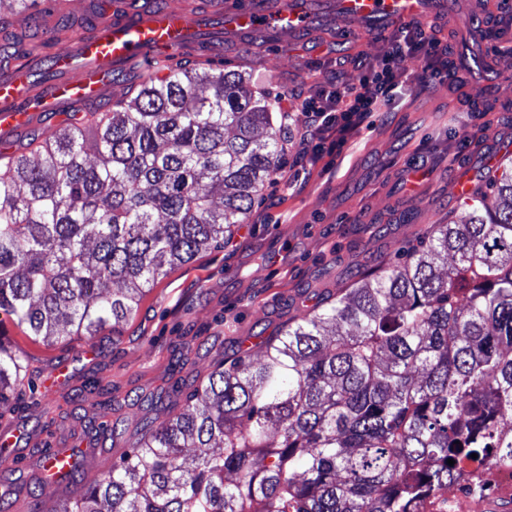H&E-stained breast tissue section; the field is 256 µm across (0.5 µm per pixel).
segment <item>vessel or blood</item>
<instances>
[{
    "instance_id": "obj_1",
    "label": "vessel or blood",
    "mask_w": 512,
    "mask_h": 512,
    "mask_svg": "<svg viewBox=\"0 0 512 512\" xmlns=\"http://www.w3.org/2000/svg\"><path fill=\"white\" fill-rule=\"evenodd\" d=\"M445 0H335L344 25L360 30L423 20L445 9ZM313 22L303 0H240L224 12L189 14L177 8L147 11L134 0H116L109 21L81 32L59 51L48 70L8 62L0 79V137L24 133L39 116L88 110L111 96L120 74L157 51H172L199 32L246 36L262 29L291 40Z\"/></svg>"
}]
</instances>
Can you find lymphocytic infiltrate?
<instances>
[{
  "label": "lymphocytic infiltrate",
  "mask_w": 512,
  "mask_h": 512,
  "mask_svg": "<svg viewBox=\"0 0 512 512\" xmlns=\"http://www.w3.org/2000/svg\"><path fill=\"white\" fill-rule=\"evenodd\" d=\"M449 51V45L438 37L436 22L411 21L401 39L392 43L378 62L365 66L356 84L331 81L307 95L297 112L315 142L313 161L340 157L365 118L395 100L405 85L401 68L405 55L414 53L430 59L432 65L426 68L423 80L437 84L449 77Z\"/></svg>",
  "instance_id": "obj_1"
}]
</instances>
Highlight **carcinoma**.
Wrapping results in <instances>:
<instances>
[{
    "mask_svg": "<svg viewBox=\"0 0 512 512\" xmlns=\"http://www.w3.org/2000/svg\"><path fill=\"white\" fill-rule=\"evenodd\" d=\"M209 51L184 46L191 69L146 58L124 97L0 151V316L96 336L245 223L282 132L268 94ZM496 169L463 220L288 321L263 356L238 346L120 464L32 512H417L461 469L512 463V164ZM23 372L0 341V403ZM41 468L45 483L79 472Z\"/></svg>",
    "mask_w": 512,
    "mask_h": 512,
    "instance_id": "cac0c4a2",
    "label": "carcinoma"
}]
</instances>
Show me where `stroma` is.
<instances>
[{"mask_svg": "<svg viewBox=\"0 0 512 512\" xmlns=\"http://www.w3.org/2000/svg\"><path fill=\"white\" fill-rule=\"evenodd\" d=\"M71 2L58 18L43 15L38 0L24 8L0 0V16L11 20L19 42H48L61 21L81 32L98 0ZM394 37H348L325 10L304 36L315 46L311 54L261 33L224 39L219 55L225 69L244 74L280 107L302 100L318 77L356 83L358 63L382 56ZM496 66L501 81L481 100L492 108L486 117L470 116L472 86L415 87L395 109L373 113L331 168L318 164L291 184L266 186L223 248L169 271L115 331L50 343L1 322L26 367L14 397L0 404V440L21 461V482L37 476L44 444L58 443L82 463L76 484H92L133 448L138 419H164L238 342L259 344L350 287L361 271L394 263L431 225L459 220L464 208L450 182L512 134V53L498 54ZM149 393L160 403L133 407ZM106 420L124 422L123 435L105 438Z\"/></svg>", "mask_w": 512, "mask_h": 512, "instance_id": "35a3bbf8", "label": "stroma"}]
</instances>
